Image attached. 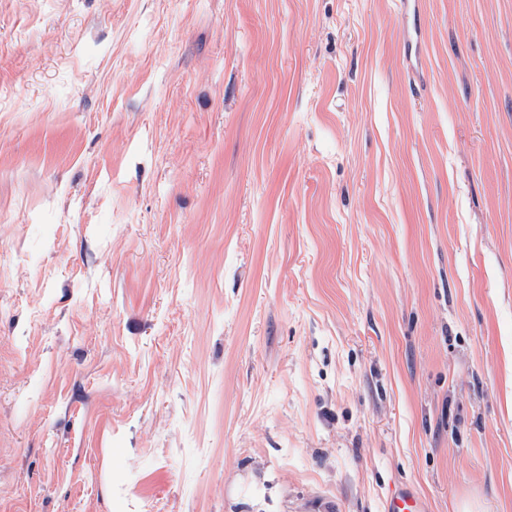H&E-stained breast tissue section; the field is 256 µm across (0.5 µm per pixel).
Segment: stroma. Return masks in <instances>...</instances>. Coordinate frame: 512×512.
I'll return each mask as SVG.
<instances>
[{"instance_id":"35a3bbf8","label":"stroma","mask_w":512,"mask_h":512,"mask_svg":"<svg viewBox=\"0 0 512 512\" xmlns=\"http://www.w3.org/2000/svg\"><path fill=\"white\" fill-rule=\"evenodd\" d=\"M0 0V512H512V0ZM417 1L418 0H401L398 6V13L402 16V21L410 27L411 41L415 42L416 47L422 36L420 23H416V18L420 16L419 2ZM385 512H425L420 495L411 487L401 486L386 500Z\"/></svg>"}]
</instances>
